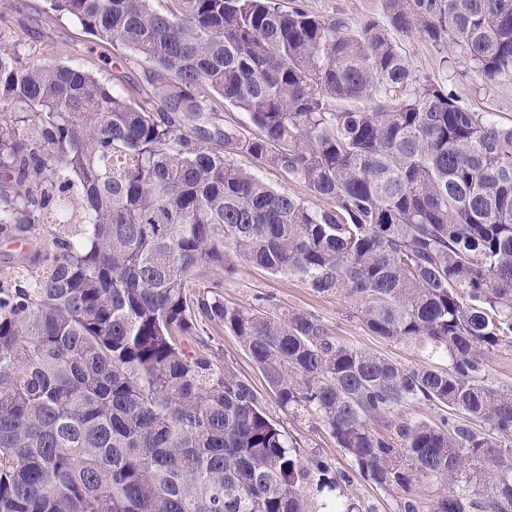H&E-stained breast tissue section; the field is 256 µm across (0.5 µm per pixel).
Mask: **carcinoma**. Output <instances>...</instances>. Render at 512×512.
Returning a JSON list of instances; mask_svg holds the SVG:
<instances>
[{
    "label": "carcinoma",
    "mask_w": 512,
    "mask_h": 512,
    "mask_svg": "<svg viewBox=\"0 0 512 512\" xmlns=\"http://www.w3.org/2000/svg\"><path fill=\"white\" fill-rule=\"evenodd\" d=\"M47 2L147 92L0 34V240H39L0 273V512H354L210 325L401 512H512V383L488 369L512 357V125L415 74L389 32L512 85V0H384L388 25L356 28L277 0ZM226 104L256 132L221 123ZM233 255L441 363L224 303ZM234 159L238 165L255 172L278 191H286L315 207L325 208L331 204L329 199L310 196L303 183L283 170L261 164L248 156H235Z\"/></svg>",
    "instance_id": "obj_1"
}]
</instances>
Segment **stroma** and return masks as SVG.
Masks as SVG:
<instances>
[{
    "instance_id": "obj_1",
    "label": "stroma",
    "mask_w": 512,
    "mask_h": 512,
    "mask_svg": "<svg viewBox=\"0 0 512 512\" xmlns=\"http://www.w3.org/2000/svg\"><path fill=\"white\" fill-rule=\"evenodd\" d=\"M283 10L298 6L311 14L327 17L342 11L350 25L372 17L385 20L382 0H279ZM0 32L17 40L22 54L45 57L60 62H80L90 70L101 68V55H112V48L92 47L87 35L72 22L55 17L46 0H0ZM416 74L438 83L450 84L462 102L476 112H494L501 124H512V86H497L476 77L464 65L447 72L436 53L424 41L412 35L395 33ZM238 165L255 172L274 189L295 195L310 205L325 208L329 199L311 197L303 183L287 172L259 163L248 156L237 157ZM229 305L254 307L266 303L301 310L320 318L337 341L366 349L406 365L422 363L421 354L366 333L336 297L318 294L292 278L274 277L243 260H236L234 270L224 277L222 290ZM216 347L237 373L249 380L265 411L279 420L296 439L303 456L330 462L342 480L338 492L360 505L362 512H399L400 496L386 492L368 480L350 457L338 448L335 439L318 417L296 416L281 409L275 394L267 387L250 356L229 330L212 328Z\"/></svg>"
}]
</instances>
